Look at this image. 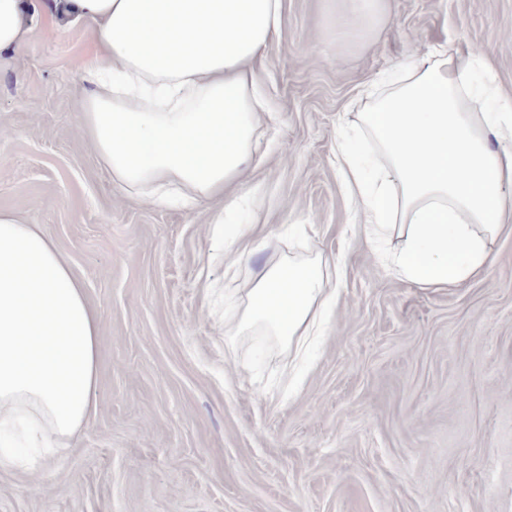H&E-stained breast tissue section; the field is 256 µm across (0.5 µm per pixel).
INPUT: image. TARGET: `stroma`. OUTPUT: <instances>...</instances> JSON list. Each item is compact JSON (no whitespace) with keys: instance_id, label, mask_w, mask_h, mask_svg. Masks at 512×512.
<instances>
[{"instance_id":"obj_1","label":"stroma","mask_w":512,"mask_h":512,"mask_svg":"<svg viewBox=\"0 0 512 512\" xmlns=\"http://www.w3.org/2000/svg\"><path fill=\"white\" fill-rule=\"evenodd\" d=\"M284 2L240 190L266 233L230 284L220 201L160 207L112 179L81 131L87 26L30 0L0 57V211L67 258L101 343L87 425L0 472V512H512V238L484 278L419 288L379 264L336 173L339 129L404 59L481 47L512 96V0H387L361 33L348 0ZM296 252L343 270L322 340L304 362L246 336L228 360L225 318Z\"/></svg>"}]
</instances>
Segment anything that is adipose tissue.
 Returning <instances> with one entry per match:
<instances>
[{"label": "adipose tissue", "instance_id": "1", "mask_svg": "<svg viewBox=\"0 0 512 512\" xmlns=\"http://www.w3.org/2000/svg\"><path fill=\"white\" fill-rule=\"evenodd\" d=\"M55 10L93 27L81 129L114 179L159 204L245 181L265 110L252 64L281 30L283 0H55ZM28 25L26 0H0V54ZM494 84L482 54L440 49L399 63L359 115L376 177L336 142L357 223L371 241L400 225L404 244L386 267L420 288L483 277L512 225V97ZM338 272L321 254L265 267L226 331L228 355L254 333L288 346L320 335ZM99 346L65 256L36 225L0 212V433L27 418L42 461L55 459L87 420Z\"/></svg>", "mask_w": 512, "mask_h": 512}]
</instances>
